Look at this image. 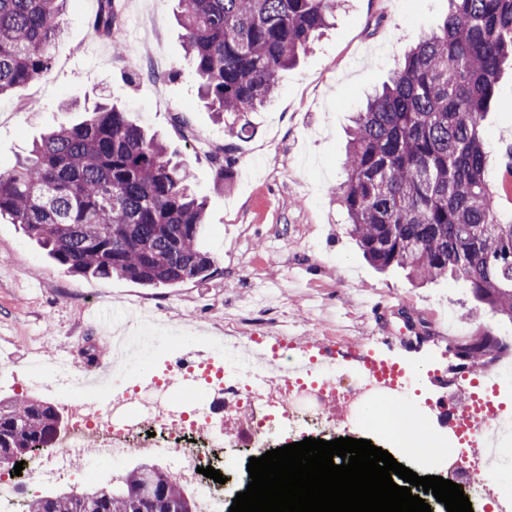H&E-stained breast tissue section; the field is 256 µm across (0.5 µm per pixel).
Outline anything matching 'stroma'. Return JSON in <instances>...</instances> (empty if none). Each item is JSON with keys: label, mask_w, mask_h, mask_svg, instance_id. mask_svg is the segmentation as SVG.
Listing matches in <instances>:
<instances>
[{"label": "stroma", "mask_w": 512, "mask_h": 512, "mask_svg": "<svg viewBox=\"0 0 512 512\" xmlns=\"http://www.w3.org/2000/svg\"><path fill=\"white\" fill-rule=\"evenodd\" d=\"M123 2L126 39L140 49L131 60L95 35L97 0H69L50 72L21 97H0V170L12 168L43 131L81 121L67 102L90 107L107 97L189 164L192 188L207 206L199 243L216 270L170 288L75 276L21 225L1 220L0 398L34 397L63 407V394L20 388L37 371L34 356H64L81 367L92 353L109 363L104 338L130 306L151 310L161 331H178L184 353L202 351L203 337L238 320L260 330L275 318L273 340L287 344L292 356L352 359L368 352L446 377L455 363L449 338L489 329L512 340V322L475 301L465 283L415 286L400 272L375 270L333 195L354 113L406 49L440 24L448 0H346L313 51L281 72L271 101L247 113L249 129L235 138V161L222 180L210 153L223 144L224 127L198 99L176 0ZM180 113L187 129L176 124ZM483 136L494 154L486 177L502 219L512 220V169L504 158L512 146L510 68ZM196 138L202 149L194 148ZM375 303L382 304L381 315L372 313Z\"/></svg>", "instance_id": "1"}]
</instances>
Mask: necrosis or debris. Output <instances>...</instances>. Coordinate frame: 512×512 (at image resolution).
<instances>
[{"label":"necrosis or debris","mask_w":512,"mask_h":512,"mask_svg":"<svg viewBox=\"0 0 512 512\" xmlns=\"http://www.w3.org/2000/svg\"><path fill=\"white\" fill-rule=\"evenodd\" d=\"M208 357L191 363L177 359L161 373L144 379L139 361L151 360L154 346L142 347L140 358L128 361L130 380L120 395L102 400L99 392L83 387L70 407L71 424L16 478L14 467L0 464V512H26L28 486L69 478L84 484L96 469L75 471L72 451L91 448L96 460L120 462L146 454L172 458L181 481L196 494V512H224V493L203 475L225 454L222 401H230L247 447L265 449L273 440L297 428L333 440L345 436L349 425L380 435V419L392 396L409 398L413 380L379 378L367 370L345 377L337 360L309 359L295 367L284 347L268 345L264 336L245 330L236 336H214L206 343ZM512 388V356L487 363L474 378L455 379L448 393L458 403L460 431L449 439L433 438L434 447L447 441L466 443L463 425L480 412L486 396L500 397ZM342 406L345 419L335 421L326 412L329 402Z\"/></svg>","instance_id":"necrosis-or-debris-1"}]
</instances>
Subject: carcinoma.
I'll list each match as a JSON object with an SVG mask.
<instances>
[{"mask_svg": "<svg viewBox=\"0 0 512 512\" xmlns=\"http://www.w3.org/2000/svg\"><path fill=\"white\" fill-rule=\"evenodd\" d=\"M67 0H0V96L52 67L51 46ZM185 56L198 92L234 133L241 116L271 97L331 25L341 0H177ZM442 25L411 47L390 82L355 113L336 201L365 259L417 282L462 280L475 299L512 322V221L501 222L486 180L482 122L512 62V0H448ZM120 0H98L94 32L123 57ZM235 145L210 156L220 179ZM190 168L168 154L124 109L102 103L82 122L44 133L28 157L0 170V217L22 225L75 276L113 275L143 286L204 280L215 261L198 244L205 203ZM480 367L506 345L485 333L453 340ZM62 413L42 401L0 404V462L32 442H52ZM134 468L92 490L59 492L28 512H169L183 497L162 475L153 502L135 495Z\"/></svg>", "mask_w": 512, "mask_h": 512, "instance_id": "cac0c4a2", "label": "carcinoma"}]
</instances>
